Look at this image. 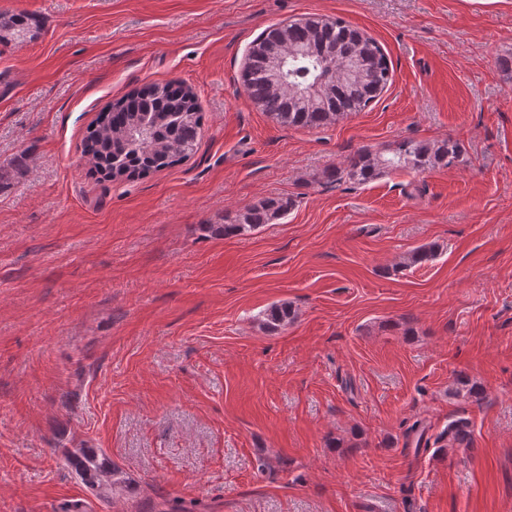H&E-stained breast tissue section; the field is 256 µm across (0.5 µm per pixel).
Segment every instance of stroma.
I'll return each mask as SVG.
<instances>
[{
    "label": "stroma",
    "instance_id": "1",
    "mask_svg": "<svg viewBox=\"0 0 512 512\" xmlns=\"http://www.w3.org/2000/svg\"><path fill=\"white\" fill-rule=\"evenodd\" d=\"M36 19L0 46V512H512V0H0ZM339 17L393 82L334 125L285 127L245 94L273 23ZM172 79L203 113L197 152L94 175L88 127ZM448 137L468 161L368 184L360 149ZM267 197L276 224L215 237ZM437 257L401 267L412 249ZM286 303L275 331L262 314ZM485 389L455 398L457 373ZM468 419L474 446L405 432ZM122 471L104 500L65 465ZM293 207V201L283 197H268L259 203L235 213L224 214V224H207L203 230L210 235L236 237L250 234L265 224L284 219ZM64 458L78 477L99 493H112L124 482L122 472L94 448L65 450Z\"/></svg>",
    "mask_w": 512,
    "mask_h": 512
}]
</instances>
